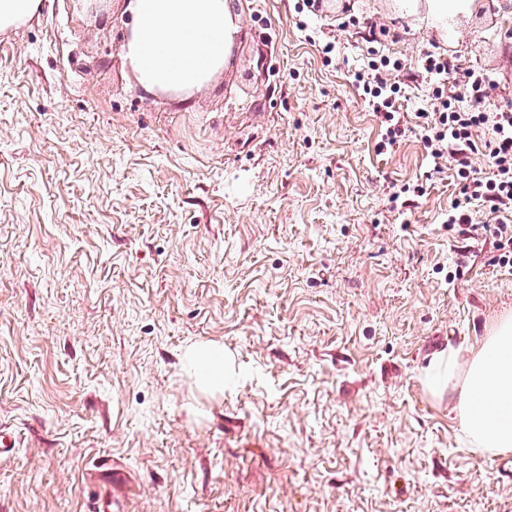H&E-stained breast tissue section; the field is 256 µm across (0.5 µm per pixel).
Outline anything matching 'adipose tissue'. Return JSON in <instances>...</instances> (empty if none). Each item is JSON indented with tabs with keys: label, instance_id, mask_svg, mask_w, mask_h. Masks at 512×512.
Returning <instances> with one entry per match:
<instances>
[{
	"label": "adipose tissue",
	"instance_id": "1",
	"mask_svg": "<svg viewBox=\"0 0 512 512\" xmlns=\"http://www.w3.org/2000/svg\"><path fill=\"white\" fill-rule=\"evenodd\" d=\"M127 9L135 23L123 55L146 91L198 89L223 70L238 31L226 0H128ZM183 360L204 388L223 391V348L195 343ZM423 383L434 395L456 394L475 455L491 460L512 453V317L499 320L479 349L439 353Z\"/></svg>",
	"mask_w": 512,
	"mask_h": 512
}]
</instances>
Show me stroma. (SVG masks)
Masks as SVG:
<instances>
[{
	"label": "stroma",
	"mask_w": 512,
	"mask_h": 512,
	"mask_svg": "<svg viewBox=\"0 0 512 512\" xmlns=\"http://www.w3.org/2000/svg\"><path fill=\"white\" fill-rule=\"evenodd\" d=\"M206 87L146 92L126 0L0 31V512H512V455L471 453L422 382L512 316V273L449 231L420 53L489 74L512 109V0H228ZM335 51L323 56L321 46ZM400 59L405 137L351 81ZM223 347L204 391L185 347Z\"/></svg>",
	"instance_id": "obj_1"
}]
</instances>
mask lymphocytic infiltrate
<instances>
[{"label":"lymphocytic infiltrate","mask_w":512,"mask_h":512,"mask_svg":"<svg viewBox=\"0 0 512 512\" xmlns=\"http://www.w3.org/2000/svg\"><path fill=\"white\" fill-rule=\"evenodd\" d=\"M422 72L434 83L433 110L423 125L424 144L432 157H451L465 202L477 201L496 216V249L500 267L512 268V112H490L485 108L487 73L470 70L465 74L464 92L456 97L446 91L456 73L453 61L440 54L424 53L418 60ZM400 60L380 57L370 60L366 70L356 72L355 81L365 102L377 118L384 134L380 148L396 144L405 132L403 117L397 106L401 87L389 81V74L401 71ZM492 133L484 146L490 173L478 176L470 155L477 147L478 130Z\"/></svg>","instance_id":"obj_1"}]
</instances>
